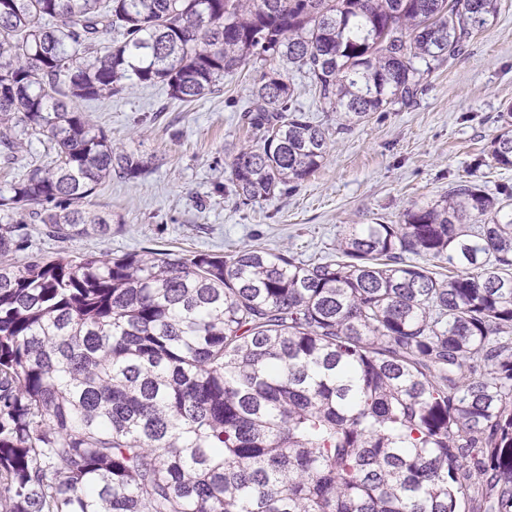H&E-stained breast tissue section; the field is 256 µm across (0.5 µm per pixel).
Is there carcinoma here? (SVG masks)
Returning <instances> with one entry per match:
<instances>
[{"label": "carcinoma", "instance_id": "carcinoma-1", "mask_svg": "<svg viewBox=\"0 0 512 512\" xmlns=\"http://www.w3.org/2000/svg\"><path fill=\"white\" fill-rule=\"evenodd\" d=\"M499 0H0V155L56 159L0 192V512H512V186L459 179L336 259L31 255L16 216L112 233L86 201L150 161L79 105L162 84L196 102L253 61L230 163L246 201L406 105ZM476 167H512V105ZM448 265L440 278L408 256Z\"/></svg>", "mask_w": 512, "mask_h": 512}]
</instances>
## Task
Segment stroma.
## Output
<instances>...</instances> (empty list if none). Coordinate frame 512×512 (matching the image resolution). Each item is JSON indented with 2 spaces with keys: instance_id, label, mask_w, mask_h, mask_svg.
I'll use <instances>...</instances> for the list:
<instances>
[{
  "instance_id": "35a3bbf8",
  "label": "stroma",
  "mask_w": 512,
  "mask_h": 512,
  "mask_svg": "<svg viewBox=\"0 0 512 512\" xmlns=\"http://www.w3.org/2000/svg\"><path fill=\"white\" fill-rule=\"evenodd\" d=\"M260 75V66H243L225 75L219 93L190 104L170 99L160 85L86 104L114 144L151 157V168L90 198L89 209L111 215V235L58 242L24 216L30 253L75 258L153 249L226 256L248 245L327 261L347 225L399 223L412 204L440 199L460 177L474 176L491 194L512 184L511 168L473 166L500 112L512 104V0H500L494 24L430 74L409 104L340 134L336 114L321 111L307 79L291 73L297 107L332 131L329 154L296 188L245 204L232 191L230 162L249 140L242 115L254 103ZM53 158L46 138L24 139L16 160H0V190L29 165Z\"/></svg>"
}]
</instances>
